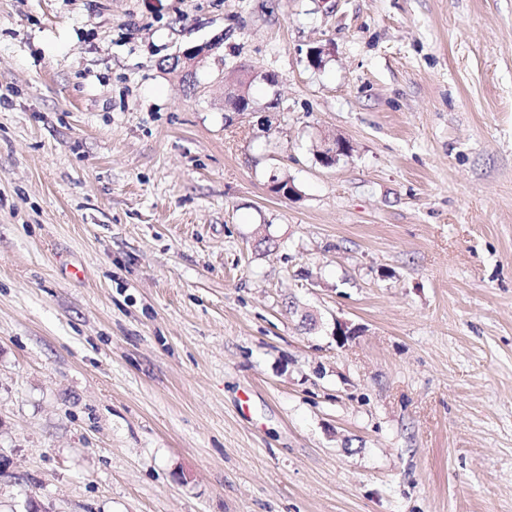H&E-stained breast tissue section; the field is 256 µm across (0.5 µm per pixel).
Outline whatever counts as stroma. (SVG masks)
I'll return each instance as SVG.
<instances>
[{"label": "stroma", "mask_w": 512, "mask_h": 512, "mask_svg": "<svg viewBox=\"0 0 512 512\" xmlns=\"http://www.w3.org/2000/svg\"><path fill=\"white\" fill-rule=\"evenodd\" d=\"M34 501L512 512V0H0V512Z\"/></svg>", "instance_id": "1"}]
</instances>
